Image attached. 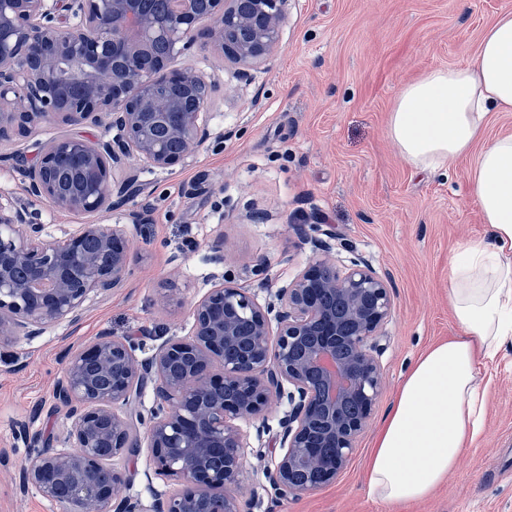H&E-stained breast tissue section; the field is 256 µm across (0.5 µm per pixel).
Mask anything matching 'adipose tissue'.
<instances>
[{
    "label": "adipose tissue",
    "mask_w": 512,
    "mask_h": 512,
    "mask_svg": "<svg viewBox=\"0 0 512 512\" xmlns=\"http://www.w3.org/2000/svg\"><path fill=\"white\" fill-rule=\"evenodd\" d=\"M492 112H512V11L485 30L469 65L438 68L406 85L389 117V137L418 169L473 156L472 191L491 228L490 243L460 249L451 263L461 335L416 360L374 437L366 483L389 504L428 496L479 436L485 401L478 367L512 339V134L484 140Z\"/></svg>",
    "instance_id": "1"
}]
</instances>
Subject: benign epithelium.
<instances>
[{
  "instance_id": "benign-epithelium-1",
  "label": "benign epithelium",
  "mask_w": 512,
  "mask_h": 512,
  "mask_svg": "<svg viewBox=\"0 0 512 512\" xmlns=\"http://www.w3.org/2000/svg\"><path fill=\"white\" fill-rule=\"evenodd\" d=\"M153 16L141 0H0V143L49 121L102 129L95 140L53 137L36 163L20 168L25 190L55 210L112 212L133 197L137 157L153 168L192 162L209 139L214 85L192 67L170 62L193 48L254 66L278 47L288 0H168ZM128 225L78 224L63 240L0 196V337L39 336L76 323L88 295L127 282L137 261ZM267 299L220 276L191 309L187 336L137 351L141 341L103 332L67 353L53 388L71 422L67 444L44 445L24 424L30 448L21 488L63 512H252L226 492L243 460L263 459L237 425L269 429L271 399L281 453L261 468L280 495L300 497L337 480L367 430L385 380L380 356L393 298L387 280L353 257L341 268L331 246ZM224 266V235L208 246ZM152 404L134 430L123 408ZM145 446L155 470L174 477V492H130L124 471L109 464Z\"/></svg>"
}]
</instances>
